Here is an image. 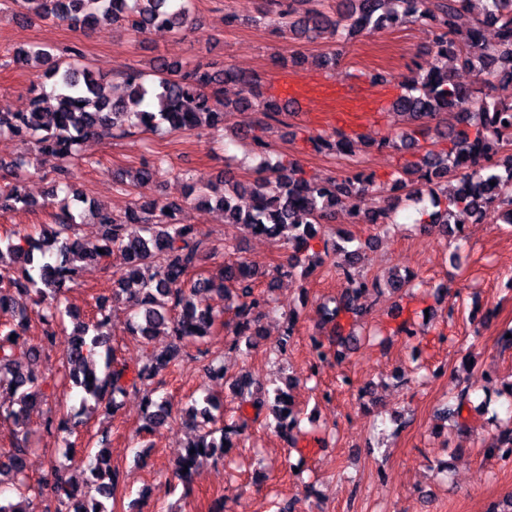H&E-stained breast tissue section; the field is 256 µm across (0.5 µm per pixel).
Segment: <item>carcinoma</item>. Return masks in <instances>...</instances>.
Masks as SVG:
<instances>
[{
    "label": "carcinoma",
    "mask_w": 512,
    "mask_h": 512,
    "mask_svg": "<svg viewBox=\"0 0 512 512\" xmlns=\"http://www.w3.org/2000/svg\"><path fill=\"white\" fill-rule=\"evenodd\" d=\"M321 2L272 0L273 8H263L260 14L285 37L326 38L338 47L365 31L403 23L429 25L434 29L431 49L435 56L473 73L475 87L448 82L445 67L419 71L392 103L393 111L406 114L422 128L436 122L435 131L448 140V150L423 155L387 186L376 187L373 179L359 175L312 183L296 163L279 161L260 168L250 183L227 175L215 184L193 181L180 199L136 200L119 215L96 206L92 215L101 227V239L92 249L72 234L76 218L70 201L82 200V194L65 180L53 184L49 196L66 192L53 214L54 233L41 239L29 234L0 237V313L9 316V330L0 329V418L14 426L11 447L0 450V477H11L18 495L16 502L0 500V512H36L33 502L46 494L54 499L55 512H118V474L102 448L88 453L91 466L84 486L67 476L61 464H51L36 485L30 483L27 473L29 414L47 399L43 380L32 367L39 349L29 343L27 333L37 322L42 328L40 342L53 343L60 297L80 264L96 263L115 250L125 260L113 281L112 298H98L96 311L87 320L72 317L71 340L63 351L62 367L66 379L82 389L84 410L101 406L107 413L117 412L129 390L178 366L188 356L190 345L211 335L221 313L198 305L196 297L201 294L235 299L233 342L250 346L260 335L259 323L270 299L255 291L257 274L246 260L224 262L215 273H196L207 249L195 228L180 221L189 202L218 206L224 211V223L236 224L248 234L288 241L293 254L277 272L303 278L317 267L305 263V257L324 225L336 219V210L349 212L358 223L385 224L395 205V190L407 197L428 193L437 207L428 214L430 224L449 229L459 224L455 220L459 214H478L512 224V154H507L512 145V102L504 103L487 92L496 78L512 81V0H338L331 14L320 9ZM478 3L482 10L475 18V28L461 31L458 18ZM12 5L24 10L25 17L59 21L82 31L106 21L123 27L134 38L155 28L180 35L198 27L190 0H12ZM489 22L497 28L493 42L479 34V27ZM80 57L82 53L75 48L67 58L56 56L50 46L19 50L16 61L32 59L45 67L44 80L32 85L29 111L15 112L8 103H0V134L59 160L65 174L67 164L78 160L80 142L88 137H121L136 128L151 131L161 124L177 132L216 129L224 127L232 111L254 108L269 118L284 112L278 102L261 100L253 79L231 66L211 72L200 64L158 58V81L148 82L137 69L129 68L120 73L122 93L110 96L107 77L81 66ZM228 82L246 88L247 95L227 102L224 84ZM351 142V136L344 133L315 140L318 148L338 153L346 151ZM160 169L158 164H147L130 183L120 175L117 189L126 191L130 185L151 183ZM448 176L456 180L455 189L440 195L435 182ZM35 206L16 185L0 190V211H26ZM323 249L325 255L335 256L330 269L343 280L344 289L336 305L325 312L331 323L329 336L325 340L312 338L311 354L318 362L330 357L340 362L357 341L347 327L367 312L361 299L376 289V282L361 273L359 251L326 240ZM110 302L128 309L131 335L148 342L165 334L169 342L162 350L151 351L141 364L127 365L111 346ZM206 375L228 384L240 398L249 399L255 412L265 406L267 390L252 375L229 377L215 358ZM471 398L470 389L463 387L443 411L444 418L453 421L463 436L468 434L463 411L471 405ZM221 407V401L211 395L188 407L185 425L195 435L175 466V476L187 493L203 462L223 457L235 447L232 436L239 431L224 424ZM271 413L275 432L293 442L299 420L288 393L274 390ZM170 419L166 400L145 398L142 430L156 431Z\"/></svg>",
    "instance_id": "1"
}]
</instances>
